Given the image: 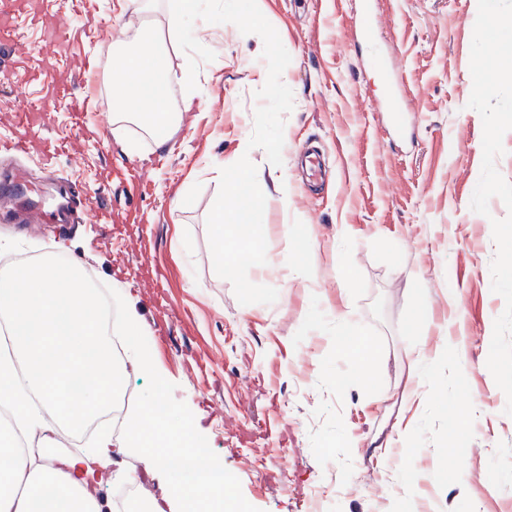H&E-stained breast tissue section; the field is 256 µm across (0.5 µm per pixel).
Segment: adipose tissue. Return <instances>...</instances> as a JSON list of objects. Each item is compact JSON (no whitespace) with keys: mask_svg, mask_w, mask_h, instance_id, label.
Here are the masks:
<instances>
[{"mask_svg":"<svg viewBox=\"0 0 512 512\" xmlns=\"http://www.w3.org/2000/svg\"><path fill=\"white\" fill-rule=\"evenodd\" d=\"M201 0H136L133 17L123 31L164 9L167 35L137 40L133 52L118 53L112 63L109 91L115 130L138 125L155 147H166L183 123L170 107V71L165 39L199 13ZM99 302L77 265L60 266L45 259L34 267L0 272V321L11 324L10 352L0 353V407H8L17 428L46 434L43 410L54 408L60 427L80 431L86 421L120 396L128 370L150 367L137 345L129 347V364L112 360L107 339L97 328ZM83 373L88 385L68 394L64 381ZM116 450L110 434L94 448L62 452L45 439L33 456L15 455L8 434L0 433V512H103L98 493ZM220 467L183 463L171 493L177 500L206 498L211 482L223 477Z\"/></svg>","mask_w":512,"mask_h":512,"instance_id":"adipose-tissue-1","label":"adipose tissue"}]
</instances>
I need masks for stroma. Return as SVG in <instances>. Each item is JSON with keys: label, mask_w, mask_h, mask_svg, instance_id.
<instances>
[{"label": "stroma", "mask_w": 512, "mask_h": 512, "mask_svg": "<svg viewBox=\"0 0 512 512\" xmlns=\"http://www.w3.org/2000/svg\"><path fill=\"white\" fill-rule=\"evenodd\" d=\"M257 2L291 56L282 80L294 97L281 165L259 147L246 154L264 174L271 261L248 277L276 288V302H238L214 270L206 226L218 173L245 155L253 132L267 78L259 37L211 25L204 45L215 58L199 62L195 102L168 148L134 126L118 139L108 87L120 28L98 20L130 11V0H77L73 45L26 85L36 104L53 80L85 100L83 125L52 112L48 134L62 144L54 177L33 155L0 162V188L24 172L25 198L46 213L59 191L87 187L125 223L39 234L0 210V264L20 253L73 260L118 314L133 310L154 372L126 378L128 409L158 395L187 416L245 512H398L407 469L426 475L417 512H512V416L486 365L505 308L491 290V221L507 210L496 197L488 215L470 208L483 157L482 118L468 106L478 0H371L381 23L374 48L352 36L354 0ZM56 8L32 0L17 43L0 44V136L16 108L18 47L43 45L42 20ZM391 93L402 102L397 135L377 109ZM132 161L147 194L112 180ZM276 178L291 187L287 203ZM178 190L190 197L183 211L172 205ZM287 255L298 265L284 264ZM347 321L360 352L336 345ZM447 328L461 335V352L433 364L421 394L405 401L411 360L429 358ZM465 400L477 408L466 428L448 418ZM113 462L152 487L151 505L179 512L173 471L138 454Z\"/></svg>", "instance_id": "35a3bbf8"}]
</instances>
